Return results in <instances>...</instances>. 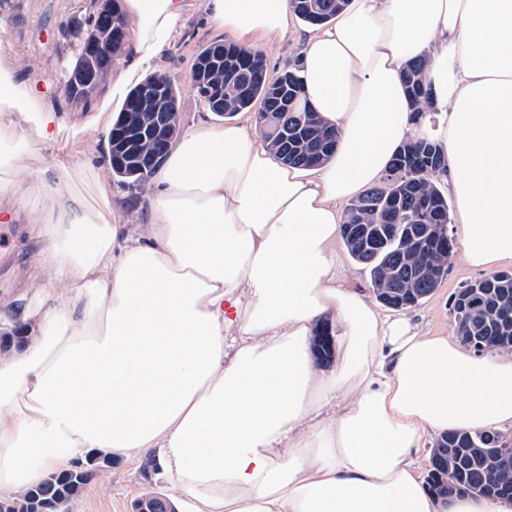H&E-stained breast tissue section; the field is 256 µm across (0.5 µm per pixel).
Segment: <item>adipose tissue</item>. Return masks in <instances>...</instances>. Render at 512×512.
Listing matches in <instances>:
<instances>
[{"label": "adipose tissue", "mask_w": 512, "mask_h": 512, "mask_svg": "<svg viewBox=\"0 0 512 512\" xmlns=\"http://www.w3.org/2000/svg\"><path fill=\"white\" fill-rule=\"evenodd\" d=\"M123 2L136 29L116 95L159 66L187 8ZM204 2L244 49L298 41L303 99L336 127L335 151L290 168L246 118L198 125L155 172L143 235L109 196L70 189L83 158L0 183V224L34 216L47 283L34 305L0 293V312L18 314L0 331L30 334L0 359V496L100 449L152 454L179 512H512L506 498H438L416 473L425 431L512 428V354H471L384 314L340 277L338 251L340 203L415 131L401 73L423 58L462 258L512 265V0H351L303 29L291 0ZM59 96L0 56V168L59 147ZM322 321L336 334L328 371L310 348Z\"/></svg>", "instance_id": "adipose-tissue-1"}]
</instances>
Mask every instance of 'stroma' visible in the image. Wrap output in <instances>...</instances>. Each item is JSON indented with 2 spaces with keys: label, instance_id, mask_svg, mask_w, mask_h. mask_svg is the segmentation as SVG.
<instances>
[{
  "label": "stroma",
  "instance_id": "stroma-1",
  "mask_svg": "<svg viewBox=\"0 0 512 512\" xmlns=\"http://www.w3.org/2000/svg\"><path fill=\"white\" fill-rule=\"evenodd\" d=\"M89 0H0V24L6 31L1 38L9 42L8 59L22 78L58 81L65 63L71 59V43L63 33L66 23L84 16ZM184 27L163 54V70L179 83V132H186L201 122L222 124V117L210 112L198 97L189 78L196 52L204 45L223 38L222 30L210 26L204 18L203 0H188ZM123 65L122 57H114L112 68L87 102H71V122L62 140L71 154L80 156L96 152L92 169L78 172L73 180L75 190L89 202H98L99 185H108L114 206L126 223L145 229L148 222L149 187L132 188L113 177L103 140L119 111L111 97L112 83ZM103 108L97 130L84 131L80 121L89 106ZM40 243L30 241L17 232L15 225L0 227V290L23 291L37 297L39 284L32 272L40 259ZM481 270L466 265L453 256L448 273L440 287L420 306L406 310L411 325L427 335H450L454 332L450 304L452 296L463 286L483 278ZM173 498L167 479L160 475L151 455L137 460L113 459L99 470L96 481L88 483L71 505L70 512H133L134 502L148 493Z\"/></svg>",
  "mask_w": 512,
  "mask_h": 512
}]
</instances>
